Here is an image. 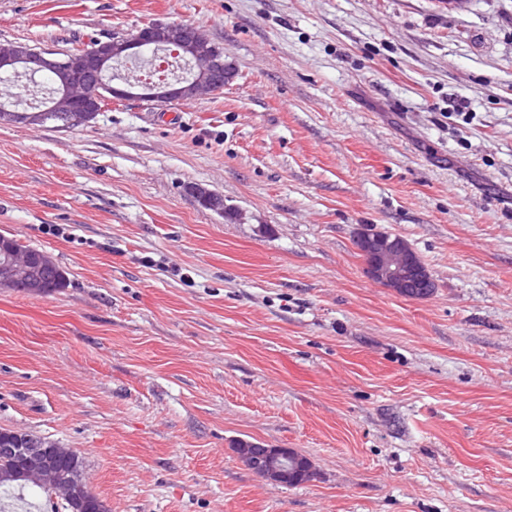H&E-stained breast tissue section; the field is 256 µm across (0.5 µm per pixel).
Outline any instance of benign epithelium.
I'll use <instances>...</instances> for the list:
<instances>
[{
  "label": "benign epithelium",
  "instance_id": "7a95c632",
  "mask_svg": "<svg viewBox=\"0 0 512 512\" xmlns=\"http://www.w3.org/2000/svg\"><path fill=\"white\" fill-rule=\"evenodd\" d=\"M169 46L186 57L189 75L166 84L122 82L109 88L112 99L166 103L208 98L216 95L234 76L233 68L224 60V52L218 45L200 28L188 24L152 22L124 37L101 42L90 53H77L68 59L56 57L53 50L36 49L21 41L0 42L1 71L48 74L55 87L53 95L34 114L20 113L12 108L10 101L0 99V122L36 125L41 122L43 113L51 112L61 128L84 125L88 123V113L102 111L100 102L104 99L102 84L87 78V74H102L114 61L136 58L147 49L156 52ZM188 190L202 207L241 220L240 213L224 208V201L215 193L198 185ZM9 243L8 239L0 240V288L23 287L31 293L41 292L43 270L53 264V258L45 252L19 257ZM357 243L372 279L404 297L416 294L423 298L429 294L432 277L401 238L366 224L357 236ZM52 451L59 454L63 449L53 450L49 442L33 434L3 449L23 459L27 475L48 481L53 480L48 468V455ZM248 456L250 468L256 475L276 483H300L312 473L308 459L291 448H266L255 444ZM86 491L83 473L73 469L63 492L82 508L86 504Z\"/></svg>",
  "mask_w": 512,
  "mask_h": 512
}]
</instances>
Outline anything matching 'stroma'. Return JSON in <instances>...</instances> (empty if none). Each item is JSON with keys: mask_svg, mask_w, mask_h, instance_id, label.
I'll return each mask as SVG.
<instances>
[{"mask_svg": "<svg viewBox=\"0 0 512 512\" xmlns=\"http://www.w3.org/2000/svg\"><path fill=\"white\" fill-rule=\"evenodd\" d=\"M156 21L223 47V93L0 123V235L68 277L0 289V427L111 512H512V0H0L42 48ZM364 224L429 297L368 276ZM189 193L197 200V202L204 208L214 211L225 217H231L234 220L240 221L241 215L236 211L227 210L224 208V201L215 193L207 190L201 186H189ZM357 243L372 279L404 297L417 299L429 294L432 277L427 268L417 262L405 240L373 224H365ZM251 445L248 441H239L236 450L245 464L261 478L280 484L302 483L312 470L308 467V459L299 455L291 448H264L254 444L249 448V465L244 459L243 449Z\"/></svg>", "mask_w": 512, "mask_h": 512, "instance_id": "stroma-1", "label": "stroma"}]
</instances>
